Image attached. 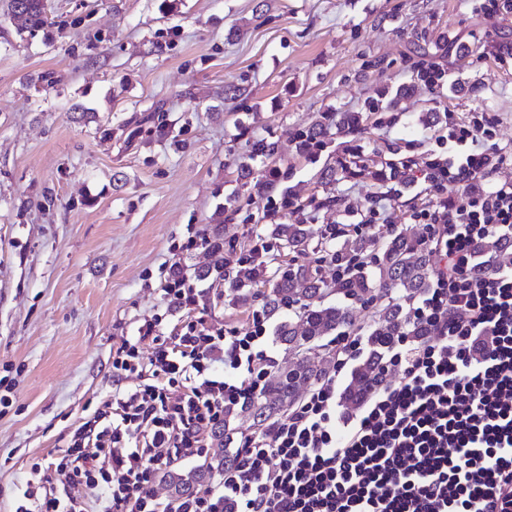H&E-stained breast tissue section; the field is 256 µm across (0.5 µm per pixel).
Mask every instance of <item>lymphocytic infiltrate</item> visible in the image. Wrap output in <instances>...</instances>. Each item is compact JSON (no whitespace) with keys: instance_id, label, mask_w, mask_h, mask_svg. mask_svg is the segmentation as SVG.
<instances>
[{"instance_id":"1","label":"lymphocytic infiltrate","mask_w":512,"mask_h":512,"mask_svg":"<svg viewBox=\"0 0 512 512\" xmlns=\"http://www.w3.org/2000/svg\"><path fill=\"white\" fill-rule=\"evenodd\" d=\"M492 128L482 113L449 125L460 156L388 189L436 196L453 185L465 199L412 214L435 259L433 288L408 311L427 336L387 352L385 382L355 420L341 422L328 378L270 433L249 435L217 485L187 503L162 499L159 474L206 456L225 406L253 397L275 363L263 315L224 332L196 315V282L171 272L164 292L168 312L186 314L180 332L165 335L157 317L117 349L125 388L58 457L32 465L16 512H512V271H479L473 250L512 233V182H488L511 159Z\"/></svg>"}]
</instances>
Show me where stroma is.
Returning <instances> with one entry per match:
<instances>
[{"label":"stroma","mask_w":512,"mask_h":512,"mask_svg":"<svg viewBox=\"0 0 512 512\" xmlns=\"http://www.w3.org/2000/svg\"><path fill=\"white\" fill-rule=\"evenodd\" d=\"M478 2L48 0V26L29 33L0 0V512L111 398L113 357L164 312L169 270L211 266L190 231L278 254L272 225L350 223L385 196L391 160L425 161L476 112L512 152V15ZM429 63L445 71L434 89L417 78ZM334 109L363 112L362 130L299 149L298 131ZM268 136L276 163L240 179L247 143ZM351 153L364 171L321 181ZM274 170L303 212L267 190ZM327 196L341 206L308 207ZM200 286L209 324L247 328L227 282Z\"/></svg>","instance_id":"1"}]
</instances>
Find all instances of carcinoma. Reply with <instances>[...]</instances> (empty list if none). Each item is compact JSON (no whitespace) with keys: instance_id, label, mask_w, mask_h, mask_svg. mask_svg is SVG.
Returning <instances> with one entry per match:
<instances>
[{"instance_id":"obj_1","label":"carcinoma","mask_w":512,"mask_h":512,"mask_svg":"<svg viewBox=\"0 0 512 512\" xmlns=\"http://www.w3.org/2000/svg\"><path fill=\"white\" fill-rule=\"evenodd\" d=\"M22 12L25 29L42 28L45 15L41 0H28ZM364 121L361 112L320 115L298 133L301 147L319 144L333 129L357 131ZM277 153L276 141L264 138L249 144L241 169L249 162L271 160ZM354 159L342 157L337 166L322 171V177L336 180V173L353 172ZM272 233L292 254L288 263L272 274L260 272L246 254H237L224 240L208 241L214 257L213 268L226 272L236 269L231 279L228 302L250 308L255 305L275 323L274 340L294 357L287 369L279 366L267 372L261 392L244 403L224 407V422L211 433L212 453L202 463L165 472L172 500L186 502L205 488L212 476L233 465L243 440L242 428L267 433L303 399L305 389L320 383L335 369L336 349L326 342L352 326L350 303L383 301L374 327L365 336L367 355L353 369L340 395L345 412L353 414L377 391L384 381V354L393 345L423 336L420 325L410 321L406 308L423 296L433 284L432 252L422 237L391 224L385 232L350 238L337 230L325 235L311 224H275ZM320 255L317 262L332 257L338 262V279L329 283L320 267L302 260L309 253ZM479 257L487 266L512 268V238L489 235L477 244Z\"/></svg>"}]
</instances>
